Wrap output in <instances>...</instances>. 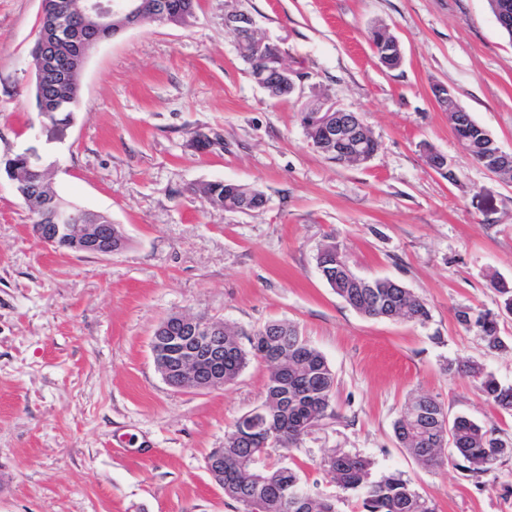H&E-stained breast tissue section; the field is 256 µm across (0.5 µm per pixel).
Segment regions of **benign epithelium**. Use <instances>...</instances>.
Here are the masks:
<instances>
[{
    "instance_id": "benign-epithelium-1",
    "label": "benign epithelium",
    "mask_w": 512,
    "mask_h": 512,
    "mask_svg": "<svg viewBox=\"0 0 512 512\" xmlns=\"http://www.w3.org/2000/svg\"><path fill=\"white\" fill-rule=\"evenodd\" d=\"M150 10L156 18L165 19L170 10L169 0H85L80 14L83 25L76 30L71 27L68 15L71 10L65 0H42V19H50V31H40L39 49L30 61L31 70L38 76L41 87L59 85L66 81L67 70L60 65L62 59L78 63L84 62L88 52L102 41V32L111 26L122 31L139 25L145 10ZM225 29L234 37H244L257 55L265 54V40L257 39V30L252 17L243 10H232L224 16ZM294 72L280 61L254 77V81L269 91L281 82L295 89ZM433 96L439 104L450 112L461 111L455 103L454 95L448 86H433ZM303 125H317L322 138L314 148L319 152H332L346 143H360L369 136V126L362 116L352 115L336 107L327 98L308 103L301 109ZM24 154L33 164L20 171L11 168L6 177L13 181L18 194L29 206L39 205L47 213L50 223L39 227V240L55 249L82 255L107 258L117 253L112 247V227L114 224H86L77 218L69 208L48 200L42 195V186L27 180L32 167L43 171L46 166L38 147L32 146ZM174 323L180 325L181 335L169 336L165 345L171 347L166 375L187 379L197 385V389H211L224 384V322L213 320L203 323L192 315L177 313ZM424 415L434 422L432 446L447 447L449 420L432 410Z\"/></svg>"
}]
</instances>
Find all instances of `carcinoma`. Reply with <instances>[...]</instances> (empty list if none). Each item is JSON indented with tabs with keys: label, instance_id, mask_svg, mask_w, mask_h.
Masks as SVG:
<instances>
[{
	"label": "carcinoma",
	"instance_id": "cac0c4a2",
	"mask_svg": "<svg viewBox=\"0 0 512 512\" xmlns=\"http://www.w3.org/2000/svg\"><path fill=\"white\" fill-rule=\"evenodd\" d=\"M249 47H240V56L248 63L250 74L265 66V60L279 55L271 45L266 55L256 63L249 62ZM37 111L47 112L42 118L49 138L58 139L74 120L79 110L80 96L76 75H71L64 87L56 93L35 90ZM458 141L477 161L494 148L477 139L475 121L468 112H461L450 120ZM247 185L231 181L207 183L192 189L204 204L234 212L237 210ZM347 263L336 243L325 244L318 252L317 264ZM336 294L359 313L369 317L402 319L423 322L429 316L424 301L408 289L394 288L387 280H376L371 288H354L346 282H329ZM463 325L473 324L481 332L491 349L503 347L498 335V322L490 313L471 317L464 310L457 312ZM241 332L224 326V383H231L253 360L270 365L263 406L269 421L247 433L243 422L236 421L224 436V465L210 469L214 481L224 489V495L241 503L245 512H290V499L300 496L306 500L304 512H339L336 497L323 495L307 487L300 474L286 466L265 465L257 476L249 465L250 458L270 459L296 446L308 428L315 427L326 416L331 406L336 376L323 354L300 335L296 326L273 321L253 331L247 343L237 340ZM462 372L478 379L477 389L486 399L499 406L512 408V386L501 385L493 376L485 375L476 365L464 366ZM453 456L466 462L464 470L478 473L488 470L500 458L512 454V447L494 432L484 429L476 421L457 416L450 421ZM421 419L411 416V407L394 425L398 443L420 463L428 467H442L448 462L443 448H430L423 436ZM327 472L340 487L355 493L362 500L364 512H434V509L401 475L390 473L378 480L370 479V462L359 456L338 454L326 461Z\"/></svg>",
	"mask_w": 512,
	"mask_h": 512
}]
</instances>
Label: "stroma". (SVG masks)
Here are the masks:
<instances>
[{"mask_svg":"<svg viewBox=\"0 0 512 512\" xmlns=\"http://www.w3.org/2000/svg\"><path fill=\"white\" fill-rule=\"evenodd\" d=\"M251 14L298 74L276 101L251 78L224 27ZM377 24L403 62L380 66ZM41 0H0V156L25 149L37 123L29 52ZM80 108L63 141L42 142L63 198L109 215L126 243L107 258L59 252L0 179V512H244L206 458L259 406L269 375L251 363L218 390H177L158 372L151 338L174 312L250 333L295 324L336 374L331 416L283 464L363 512L324 469L335 452L368 458L371 476L409 479L435 512H512V455L473 474L429 468L396 443L393 425L418 396L512 443V411L461 373L475 361L512 385V184L463 149L432 88L512 152V39L487 0H199L185 24L148 22L94 47L78 77ZM330 98L362 115L379 150L360 166L325 159L298 118ZM199 133L217 146L198 154ZM444 154V178L426 148ZM249 184L263 211L205 207L192 187ZM352 271L423 299L422 323L364 316L336 295L316 257L328 242ZM497 314L488 348L458 310Z\"/></svg>","mask_w":512,"mask_h":512,"instance_id":"obj_1","label":"stroma"}]
</instances>
